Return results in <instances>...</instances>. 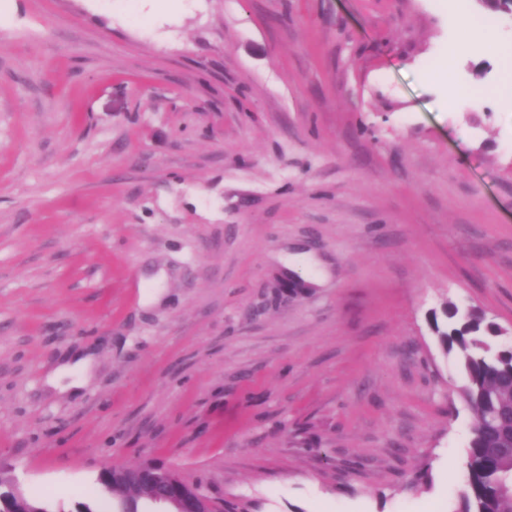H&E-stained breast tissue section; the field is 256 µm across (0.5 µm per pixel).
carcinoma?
<instances>
[{
  "mask_svg": "<svg viewBox=\"0 0 512 512\" xmlns=\"http://www.w3.org/2000/svg\"><path fill=\"white\" fill-rule=\"evenodd\" d=\"M444 314L451 323L442 326L435 319L433 331L461 368L460 394L475 418L466 489L454 512H512V495L501 490L503 464L512 453V349L493 348L481 311L459 320L455 308ZM100 489L112 496L111 512H140L148 502L140 485L119 477Z\"/></svg>",
  "mask_w": 512,
  "mask_h": 512,
  "instance_id": "cac0c4a2",
  "label": "carcinoma"
}]
</instances>
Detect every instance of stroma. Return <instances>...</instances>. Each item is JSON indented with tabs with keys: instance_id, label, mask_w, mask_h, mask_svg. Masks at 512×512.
I'll use <instances>...</instances> for the list:
<instances>
[{
	"instance_id": "1",
	"label": "stroma",
	"mask_w": 512,
	"mask_h": 512,
	"mask_svg": "<svg viewBox=\"0 0 512 512\" xmlns=\"http://www.w3.org/2000/svg\"><path fill=\"white\" fill-rule=\"evenodd\" d=\"M453 8L6 0L0 466L29 498L107 512L102 467L156 460L245 512H453L474 420L431 314L512 347V101L422 78Z\"/></svg>"
}]
</instances>
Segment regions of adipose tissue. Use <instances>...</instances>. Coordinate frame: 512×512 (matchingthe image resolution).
I'll return each instance as SVG.
<instances>
[{"instance_id": "ef3b65f1", "label": "adipose tissue", "mask_w": 512, "mask_h": 512, "mask_svg": "<svg viewBox=\"0 0 512 512\" xmlns=\"http://www.w3.org/2000/svg\"><path fill=\"white\" fill-rule=\"evenodd\" d=\"M454 19L464 28L469 42L492 48L499 62L500 79L497 84L480 82L462 83L455 77V61L462 53L460 43H449L444 53L429 67L426 77L429 81L445 88L449 101L469 99L473 105H482L492 97L512 96V43L502 42L497 30L487 23L483 16L473 12L470 0H455Z\"/></svg>"}]
</instances>
